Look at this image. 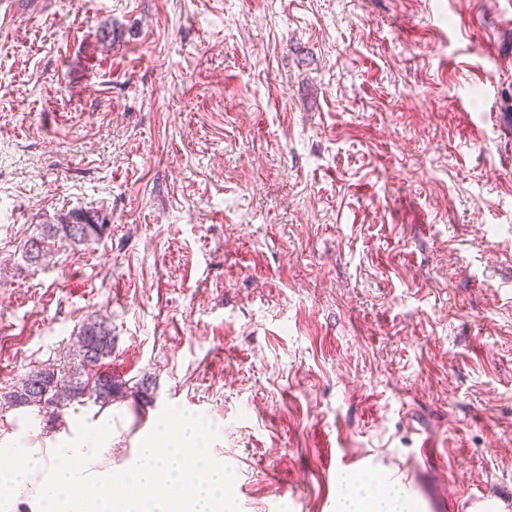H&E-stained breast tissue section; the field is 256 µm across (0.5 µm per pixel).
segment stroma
Segmentation results:
<instances>
[{"mask_svg": "<svg viewBox=\"0 0 512 512\" xmlns=\"http://www.w3.org/2000/svg\"><path fill=\"white\" fill-rule=\"evenodd\" d=\"M77 209L103 237L29 265ZM91 316L121 447L202 417L228 512H339L342 474L507 512V0H13L0 428ZM106 218L94 211L74 210L41 224L36 236L23 246L25 259L30 264L41 263L55 244L80 245L97 240L106 230Z\"/></svg>", "mask_w": 512, "mask_h": 512, "instance_id": "stroma-1", "label": "stroma"}]
</instances>
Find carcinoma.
<instances>
[{"label":"carcinoma","mask_w":512,"mask_h":512,"mask_svg":"<svg viewBox=\"0 0 512 512\" xmlns=\"http://www.w3.org/2000/svg\"><path fill=\"white\" fill-rule=\"evenodd\" d=\"M105 230L106 218L100 213L74 210L41 225L40 232L24 243V257L31 264H39L56 244H85L99 239ZM111 355L112 330L107 321L102 318L88 320L77 337L75 356L80 367L96 366ZM120 390L121 383L110 374L91 383L76 372L64 383L54 369L41 368L28 373L15 389L5 395V400L14 406H33L59 413L71 400L89 395L95 402L105 404Z\"/></svg>","instance_id":"obj_1"}]
</instances>
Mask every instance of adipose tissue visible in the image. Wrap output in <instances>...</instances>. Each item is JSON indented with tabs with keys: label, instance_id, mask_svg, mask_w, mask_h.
<instances>
[{
	"label": "adipose tissue",
	"instance_id": "obj_1",
	"mask_svg": "<svg viewBox=\"0 0 512 512\" xmlns=\"http://www.w3.org/2000/svg\"><path fill=\"white\" fill-rule=\"evenodd\" d=\"M106 404L60 418L52 430L0 428V512H224V467L208 424L173 415L138 433L123 455Z\"/></svg>",
	"mask_w": 512,
	"mask_h": 512
}]
</instances>
